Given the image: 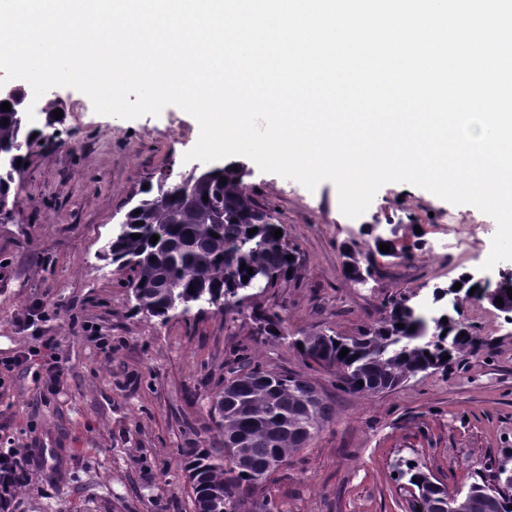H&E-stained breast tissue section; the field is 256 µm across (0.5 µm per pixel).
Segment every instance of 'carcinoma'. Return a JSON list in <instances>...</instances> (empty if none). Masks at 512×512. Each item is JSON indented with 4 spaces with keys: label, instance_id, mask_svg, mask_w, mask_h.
Returning a JSON list of instances; mask_svg holds the SVG:
<instances>
[{
    "label": "carcinoma",
    "instance_id": "carcinoma-1",
    "mask_svg": "<svg viewBox=\"0 0 512 512\" xmlns=\"http://www.w3.org/2000/svg\"><path fill=\"white\" fill-rule=\"evenodd\" d=\"M5 101L11 110H0L1 203L21 190L23 167L16 162L26 161L27 154L18 145L42 138L40 128L23 120L20 105L0 97V104ZM4 120L8 125H1ZM222 177L227 179L224 184ZM136 196L108 252L118 268L136 273L132 287L141 292L134 304L139 313L164 323L175 312L185 313L215 295L224 296V309L238 308L253 291L271 288L300 270L287 234L274 237L284 226L255 201L230 165L198 175L187 185L166 178L139 189ZM253 228L257 232L248 235ZM134 234L140 238H132ZM154 234L159 240L152 244ZM289 255L294 260H287ZM243 264L253 273L240 270ZM450 309L459 312L455 306ZM450 309L436 296L429 309L415 308L401 298L391 303L379 323L355 336L294 333L283 321L270 318L260 319L259 334L289 341L305 358L334 363L347 390L372 395L394 390L421 373L444 371L462 348L474 344V334L448 314ZM344 348L349 352L342 358ZM211 412L217 415L219 448H185L181 453L184 470L193 478L195 503L207 500L218 512L224 500L237 502L243 484L254 485L273 472L275 452L290 454L307 447L332 417L331 407L307 380L248 363L230 372L224 391L212 400ZM228 448L241 449L248 466L228 461ZM401 475L408 476V484L418 492L415 510L433 512L429 473L409 466ZM439 494L452 502L455 512H512V487L506 484L474 482L463 495L443 486Z\"/></svg>",
    "mask_w": 512,
    "mask_h": 512
}]
</instances>
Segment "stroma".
<instances>
[{"label":"stroma","mask_w":512,"mask_h":512,"mask_svg":"<svg viewBox=\"0 0 512 512\" xmlns=\"http://www.w3.org/2000/svg\"><path fill=\"white\" fill-rule=\"evenodd\" d=\"M45 98L62 116L44 128L12 214L0 222V359L53 336L69 371L52 394L38 365L0 367V452L25 454L28 475L8 512H194L180 451L212 439L211 400L243 359L308 380L333 417L251 488L240 512H268V502L269 512H412L400 476L407 463L452 492L495 465L512 469V323L487 301L464 304L479 343L451 369L368 396L345 390L335 371L287 341L259 336L253 319L263 310L294 332L356 335L392 301L431 295L478 270L497 230L492 217L389 183L352 219L332 182L310 191L241 156L243 182L284 224L300 276L254 295L241 311L206 305L162 323L135 310L132 271L117 269L104 250L135 192L165 174L191 173L184 155L198 140L197 121L175 106L133 120L100 115L68 87ZM372 224L394 254L375 251ZM348 245L372 256L366 284L344 273ZM36 305L49 321L19 325L18 314ZM95 334L105 349L91 343Z\"/></svg>","instance_id":"obj_1"}]
</instances>
